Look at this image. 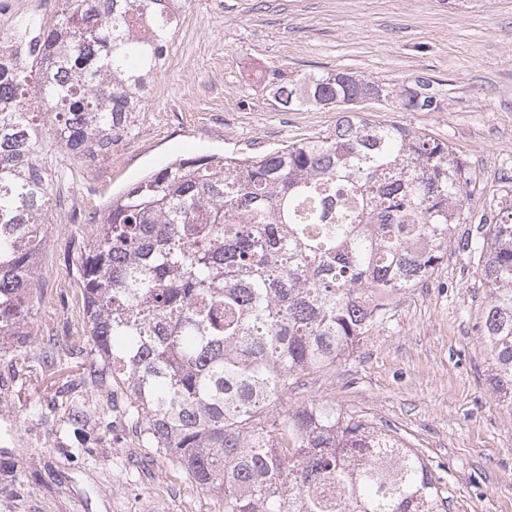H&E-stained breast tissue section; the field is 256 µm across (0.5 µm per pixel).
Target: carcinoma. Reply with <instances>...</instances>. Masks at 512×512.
<instances>
[{
	"mask_svg": "<svg viewBox=\"0 0 512 512\" xmlns=\"http://www.w3.org/2000/svg\"><path fill=\"white\" fill-rule=\"evenodd\" d=\"M185 0H67L0 40V339L29 336L62 149L102 162L131 132ZM280 107L343 106L334 132L263 155L176 160L112 197L79 271L90 341L84 386L120 394L143 448L224 512H449L442 478L390 431L314 399L331 369L390 318L392 296L448 254L474 176L448 142L357 111L393 96L348 71L272 74ZM399 108L434 112L420 79ZM484 257L483 336L512 411V205ZM83 352L65 344L50 369Z\"/></svg>",
	"mask_w": 512,
	"mask_h": 512,
	"instance_id": "cac0c4a2",
	"label": "carcinoma"
}]
</instances>
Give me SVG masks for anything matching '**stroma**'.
Listing matches in <instances>:
<instances>
[{
    "label": "stroma",
    "mask_w": 512,
    "mask_h": 512,
    "mask_svg": "<svg viewBox=\"0 0 512 512\" xmlns=\"http://www.w3.org/2000/svg\"><path fill=\"white\" fill-rule=\"evenodd\" d=\"M337 70L397 90L427 81L437 111L370 101L364 112L447 141L477 185L438 270L291 397L393 429L438 467L452 512H512V412L491 385L488 289L465 246L487 241L494 210L512 203V0H186L133 133L106 163L72 160L53 186L27 351L83 339L80 258L113 195L180 158L256 156L332 132L336 109L282 110L267 78ZM17 344L0 342V512H224L84 387L82 358L24 374Z\"/></svg>",
    "instance_id": "35a3bbf8"
}]
</instances>
